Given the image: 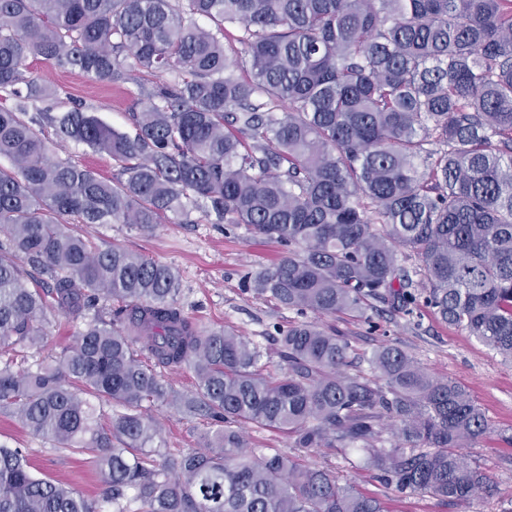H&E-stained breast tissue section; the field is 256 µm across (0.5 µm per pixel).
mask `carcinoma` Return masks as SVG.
I'll list each match as a JSON object with an SVG mask.
<instances>
[{
  "label": "carcinoma",
  "instance_id": "1",
  "mask_svg": "<svg viewBox=\"0 0 512 512\" xmlns=\"http://www.w3.org/2000/svg\"><path fill=\"white\" fill-rule=\"evenodd\" d=\"M31 56L137 84L134 133L63 105ZM137 70L170 79L146 88ZM0 92V409L97 455L115 512L129 491L138 512H386L301 463L320 448L361 454L399 493L490 492L468 452L490 427L460 384L393 345L373 376L349 373V338L310 321L277 329L270 373L237 330L184 313L171 266L78 225L243 227L288 248L249 276L258 297L327 316L422 302L512 361V0H0ZM44 127L110 156L112 177L50 152ZM48 309L82 325L74 343L13 370ZM182 365L190 397L163 374ZM158 404L209 420L205 447L155 445ZM249 425L295 453L252 447ZM0 512L100 510L1 445Z\"/></svg>",
  "mask_w": 512,
  "mask_h": 512
}]
</instances>
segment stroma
I'll use <instances>...</instances> for the list:
<instances>
[{"label":"stroma","mask_w":512,"mask_h":512,"mask_svg":"<svg viewBox=\"0 0 512 512\" xmlns=\"http://www.w3.org/2000/svg\"><path fill=\"white\" fill-rule=\"evenodd\" d=\"M27 66L33 76L50 80L86 103L103 122L126 132L133 129L131 112L139 108V85L154 83L153 76L142 72L138 83L118 89L63 71L40 56L28 58ZM87 231L104 242H119L134 253L172 265L181 279L185 312L203 326L235 327L260 346L262 364L278 371L275 330L297 321L298 315L247 291L244 278L277 262L285 253L282 246L242 228L204 222L162 224L151 231L125 224H94ZM47 319V337L40 348L30 351V362L59 357L74 339L76 327L64 315L51 312ZM320 323L348 336L357 352L371 351L380 344L396 345L428 372L465 386L491 428L473 454L492 478L495 491L448 506L431 496L386 489L367 470L351 467L330 448L304 455L305 464L334 468L362 492L383 499L389 512H502L512 506V363L503 361L465 330L442 324L424 308L409 315L376 314L368 322L348 314L325 316ZM152 413L162 425L163 444L168 448L199 447L210 430L204 419L186 417L166 405L153 407ZM0 445L24 449L36 478L63 483L97 504H105L108 486L93 455L73 453L35 437L8 411H0Z\"/></svg>","instance_id":"35a3bbf8"}]
</instances>
